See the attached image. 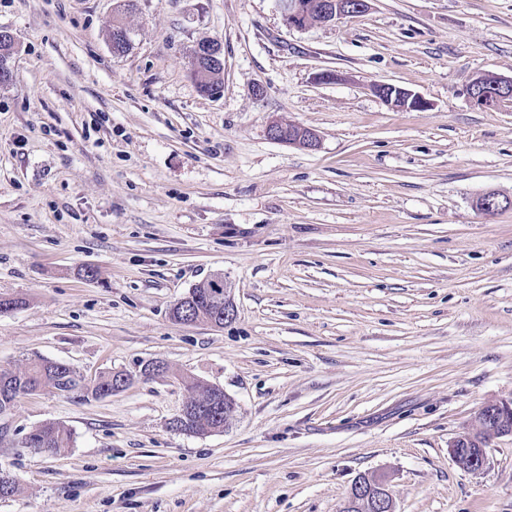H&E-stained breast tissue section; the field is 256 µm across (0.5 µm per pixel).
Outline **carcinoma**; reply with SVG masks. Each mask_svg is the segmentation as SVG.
Returning a JSON list of instances; mask_svg holds the SVG:
<instances>
[{"label": "carcinoma", "instance_id": "obj_1", "mask_svg": "<svg viewBox=\"0 0 512 512\" xmlns=\"http://www.w3.org/2000/svg\"><path fill=\"white\" fill-rule=\"evenodd\" d=\"M221 70L203 64L191 69V77L196 82L200 92L214 97L220 95L222 82ZM224 279L213 277L196 285L190 294L197 297L192 309L191 322L224 324L221 315L223 306ZM122 376V372L104 373L93 383L88 391L96 398L107 396L112 390V380ZM80 381L77 372L68 364L48 360L36 356L29 360L22 370L0 369V415L4 414L23 395L32 390H49L60 393H71L79 390ZM196 396L188 403L187 415L181 419L175 418L171 427L186 434L202 435L224 428V419H229L235 411L233 400L222 394L220 389L213 386H203L191 383ZM72 432L70 429L54 423L46 422L28 433L23 441V447L53 453L62 448L70 447Z\"/></svg>", "mask_w": 512, "mask_h": 512}]
</instances>
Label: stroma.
I'll list each match as a JSON object with an SVG mask.
<instances>
[{
  "label": "stroma",
  "mask_w": 512,
  "mask_h": 512,
  "mask_svg": "<svg viewBox=\"0 0 512 512\" xmlns=\"http://www.w3.org/2000/svg\"><path fill=\"white\" fill-rule=\"evenodd\" d=\"M0 0V367L40 356L105 398L37 391L0 416V512H341L362 474L396 512H512V436L478 472L449 445L512 400V0H369L287 27L275 0ZM132 46L115 54V22ZM224 47V90L190 75ZM322 71L340 81L321 83ZM376 82L421 94L403 111ZM266 93L256 97L255 86ZM279 121L319 144L271 141ZM95 277H87L86 269ZM222 275L223 327L175 303ZM164 372L143 376V364ZM236 403L224 428L172 430L188 381ZM57 422L70 447L22 442ZM466 94L474 106L494 108L500 101L512 98V78L498 76L489 82L486 77H478L466 89Z\"/></svg>",
  "instance_id": "1"
}]
</instances>
